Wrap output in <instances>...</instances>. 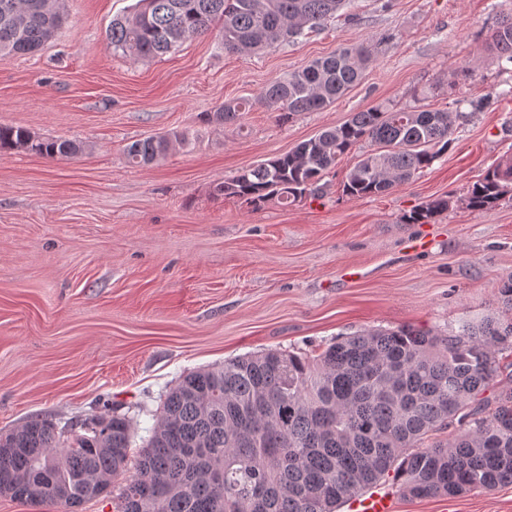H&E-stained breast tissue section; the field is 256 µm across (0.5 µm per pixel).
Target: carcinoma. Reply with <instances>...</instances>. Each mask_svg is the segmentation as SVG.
I'll return each mask as SVG.
<instances>
[{"mask_svg": "<svg viewBox=\"0 0 512 512\" xmlns=\"http://www.w3.org/2000/svg\"><path fill=\"white\" fill-rule=\"evenodd\" d=\"M346 0H137L112 20V49L134 59L156 57L220 25L224 50L258 53L305 36ZM47 0H0V52L39 50L61 25ZM489 48L512 64V17L498 22ZM371 61L344 47L286 79L270 82L262 101L288 118L336 102ZM249 102L207 115L226 123ZM456 117L446 110L377 105L355 112L292 151L249 166L217 192L259 207L297 202L320 192L323 173L352 147L369 144L346 175L343 193L378 195L410 181L452 143ZM173 131L137 140L128 161L162 159ZM0 149L70 158L84 146L38 140L23 127L0 125ZM512 192V157L469 187L474 213ZM448 210L434 199L403 216L426 224ZM501 311L466 320L447 333L412 326L366 329L334 340L315 357L266 350L192 371L166 395L135 474L117 497V512H338L391 474L408 498L491 491L512 483V392L481 398L499 376L498 354L512 339V276L498 288ZM100 430L63 439L35 417L0 436V496L78 512L112 494L127 465L131 424L119 414H92ZM454 427L446 444L423 446L430 433Z\"/></svg>", "mask_w": 512, "mask_h": 512, "instance_id": "cac0c4a2", "label": "carcinoma"}]
</instances>
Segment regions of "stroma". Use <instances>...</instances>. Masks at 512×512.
Segmentation results:
<instances>
[{
	"label": "stroma",
	"mask_w": 512,
	"mask_h": 512,
	"mask_svg": "<svg viewBox=\"0 0 512 512\" xmlns=\"http://www.w3.org/2000/svg\"><path fill=\"white\" fill-rule=\"evenodd\" d=\"M64 15L38 52L0 53V125L69 138L72 158L0 153V434L34 417L92 412L132 424L127 474L186 373L254 352L320 353L337 336L411 325L441 332L498 309L512 276V199L475 214L470 185L512 156V64L488 39L512 0H348L297 42L225 51L218 30L152 60L107 31L136 0H54ZM370 46L361 80L290 119L260 94L312 60ZM249 112L204 122L224 101ZM488 99L482 111L471 101ZM384 104L459 113L453 143L410 182L350 197L345 156L318 196L253 208L224 179ZM187 134L157 163L124 148ZM447 211L405 224L414 206ZM396 512H512V483L422 499ZM447 209L448 198H437L405 214L402 222L405 224H426L434 216Z\"/></svg>",
	"instance_id": "1"
}]
</instances>
